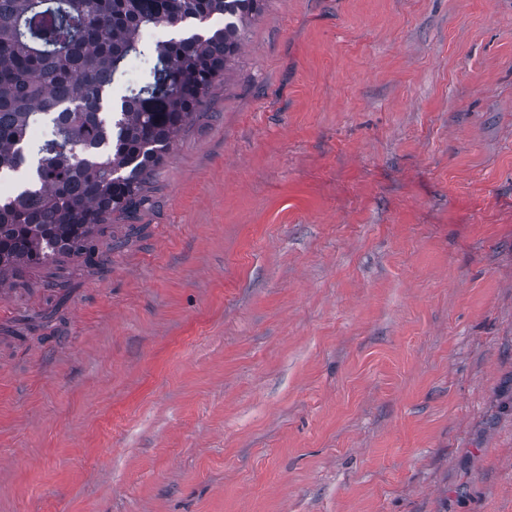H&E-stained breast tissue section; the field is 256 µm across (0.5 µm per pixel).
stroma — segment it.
Instances as JSON below:
<instances>
[{"label": "stroma", "mask_w": 512, "mask_h": 512, "mask_svg": "<svg viewBox=\"0 0 512 512\" xmlns=\"http://www.w3.org/2000/svg\"><path fill=\"white\" fill-rule=\"evenodd\" d=\"M143 196L0 289V512H512V0H266Z\"/></svg>", "instance_id": "stroma-1"}]
</instances>
